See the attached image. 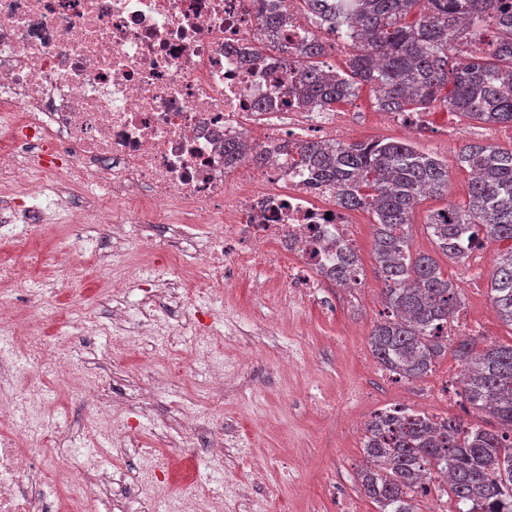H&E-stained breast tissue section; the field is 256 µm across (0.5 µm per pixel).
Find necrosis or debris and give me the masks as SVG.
Masks as SVG:
<instances>
[{
  "instance_id": "4bbe7bcc",
  "label": "necrosis or debris",
  "mask_w": 512,
  "mask_h": 512,
  "mask_svg": "<svg viewBox=\"0 0 512 512\" xmlns=\"http://www.w3.org/2000/svg\"><path fill=\"white\" fill-rule=\"evenodd\" d=\"M257 37L251 0H0V181L40 176L30 200L0 196V239L21 240L47 209L81 195L73 223L93 218L125 237L137 225L140 250H154L152 215L170 236L186 219L217 225L206 265L211 285L278 273L296 297L321 288L355 249L358 230L336 191L315 186L278 143L331 141L341 114L300 109L295 55L249 61ZM280 120L257 145L264 163L229 161L226 145L246 139L258 107ZM30 259L0 263V512H84L102 473L98 449L76 462L66 489L51 480L59 461L46 445L59 431L46 383L85 370L40 335L54 300L29 310L19 287ZM31 372L41 385L17 379Z\"/></svg>"
}]
</instances>
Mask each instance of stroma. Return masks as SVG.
I'll return each mask as SVG.
<instances>
[{
	"mask_svg": "<svg viewBox=\"0 0 512 512\" xmlns=\"http://www.w3.org/2000/svg\"><path fill=\"white\" fill-rule=\"evenodd\" d=\"M343 109L350 115L346 142L408 140L419 150L450 162L449 197H424L412 215V248L429 254L435 252L426 228L428 215L448 201L461 202L467 196L470 174L455 164L460 148L467 143L512 147L511 126H494L486 136L480 134L479 123L441 108L424 115L422 132L416 136L409 135L405 124L380 123L375 117V93L368 86L360 87ZM350 217L360 226L361 292L380 298L383 282L373 247L374 215L358 209ZM187 230L195 247L180 260L166 263L159 255L132 249L124 261L126 268L142 273L154 270L162 279H176L187 286L184 297L195 318L189 323L180 313H171L174 339L168 350L154 352L149 337L111 327L108 309L97 296L100 277L93 273L77 286L89 297L98 321L94 342L85 344L64 321L46 324V332L78 353L87 374L99 382L95 405L82 403L75 392L52 391L61 422L49 444L51 452L92 447L87 420L102 407L117 411L139 429L135 439L123 440L121 448L101 461L107 476L126 487L134 510L146 499L136 485L139 451L153 448L167 462L171 490L183 497H197L204 486L212 489L226 481H240L244 496L225 504L223 512H376L357 483L364 460L365 423L374 411L399 402L414 409L427 405L426 392L460 374L459 362L454 355L442 356L427 376L397 388L382 374L369 346L380 308L365 307L336 288L329 291L335 302L330 311L307 304L288 307L275 282L262 292L240 282L207 300L199 282L206 274V245L216 227L191 224ZM101 233V225L65 224L47 214L26 245L37 260L30 269L32 279L51 277L65 268L69 238L97 239ZM506 248L503 242L484 241L476 258L463 265L435 254L462 290L464 305L458 321H475L477 340L483 344H512V327L498 318L488 290L493 259ZM212 323L222 330L212 339L217 353L243 360L227 392L206 390L207 368L196 359L192 346L196 328ZM287 357L295 360L288 372L282 369ZM207 397L222 400L224 431L234 438L224 448L219 472L208 466V431L198 429L192 437L194 447L187 448L178 425L183 410ZM430 408L439 417L465 416L461 405L452 400Z\"/></svg>",
	"mask_w": 512,
	"mask_h": 512,
	"instance_id": "1",
	"label": "stroma"
}]
</instances>
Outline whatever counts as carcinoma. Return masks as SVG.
Instances as JSON below:
<instances>
[{"label": "carcinoma", "mask_w": 512, "mask_h": 512, "mask_svg": "<svg viewBox=\"0 0 512 512\" xmlns=\"http://www.w3.org/2000/svg\"><path fill=\"white\" fill-rule=\"evenodd\" d=\"M261 2L252 5L267 49L251 55H286V19ZM302 2L317 25L346 31L352 46L347 71L328 73L315 34L296 45L305 105L331 110L369 84L382 112L422 115L441 107L478 123L512 125V0H346L334 9L330 0ZM488 31L485 48L473 54L469 37ZM296 150L317 181L336 186L345 209L375 215L373 246L386 308L369 337L378 364L412 380L453 349L463 370L462 395L499 425L488 430L451 417L436 422L404 408L378 413L365 429L362 490L377 512H417L418 498L439 481L448 486L455 512H512V344L480 348L468 338L448 344L461 288L432 255L411 249L413 211L428 194H449L448 163L406 141H304ZM457 166L472 174L466 200L431 212L427 228L435 249L464 264L487 239L512 242V148L467 143ZM357 269L353 252L336 268V283L347 284ZM490 299L512 327V246L493 259Z\"/></svg>", "instance_id": "carcinoma-1"}]
</instances>
